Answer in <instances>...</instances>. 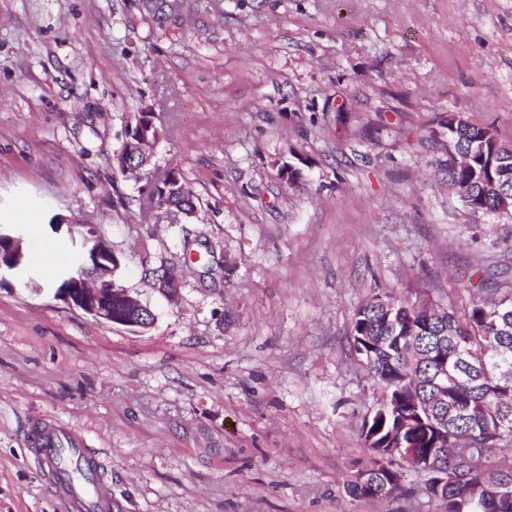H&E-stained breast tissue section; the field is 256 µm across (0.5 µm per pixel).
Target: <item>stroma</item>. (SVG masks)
Returning <instances> with one entry per match:
<instances>
[{"label":"stroma","instance_id":"stroma-1","mask_svg":"<svg viewBox=\"0 0 512 512\" xmlns=\"http://www.w3.org/2000/svg\"><path fill=\"white\" fill-rule=\"evenodd\" d=\"M145 109L193 216L113 167ZM452 112L512 144V0H0V224L35 225L26 259L57 269L96 226L156 316L139 333L42 275L0 287V512H65L28 454L39 423L98 455L122 512H446L409 469L410 497L344 482L379 395L356 309L461 315L512 277V214L448 190Z\"/></svg>","mask_w":512,"mask_h":512}]
</instances>
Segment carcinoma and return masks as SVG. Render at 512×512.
I'll list each match as a JSON object with an SVG mask.
<instances>
[{"mask_svg":"<svg viewBox=\"0 0 512 512\" xmlns=\"http://www.w3.org/2000/svg\"><path fill=\"white\" fill-rule=\"evenodd\" d=\"M512 169V149L500 144L488 127L466 124L448 113V185L468 186L460 197L476 213H512V185L488 188L503 170ZM165 206L194 213V195L181 174L161 176ZM463 319L432 302L375 296L359 306L352 321L353 348L389 406L365 417L362 431L383 448L396 445V460L410 455L420 473L451 470L448 484H425L426 494L446 501L448 512H512V462L494 451L512 446V384L499 381L512 371V280L497 281ZM448 363V418L438 421L419 406ZM375 449L354 463L346 482L356 498L387 499L410 489L395 460L374 468Z\"/></svg>","mask_w":512,"mask_h":512,"instance_id":"obj_1","label":"carcinoma"}]
</instances>
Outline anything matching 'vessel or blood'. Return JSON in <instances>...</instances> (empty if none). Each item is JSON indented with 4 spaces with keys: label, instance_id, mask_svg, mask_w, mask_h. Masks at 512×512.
Segmentation results:
<instances>
[{
    "label": "vessel or blood",
    "instance_id": "1",
    "mask_svg": "<svg viewBox=\"0 0 512 512\" xmlns=\"http://www.w3.org/2000/svg\"><path fill=\"white\" fill-rule=\"evenodd\" d=\"M30 454L48 467L49 488L67 512H112V491L101 479L100 462L77 435L40 425Z\"/></svg>",
    "mask_w": 512,
    "mask_h": 512
}]
</instances>
